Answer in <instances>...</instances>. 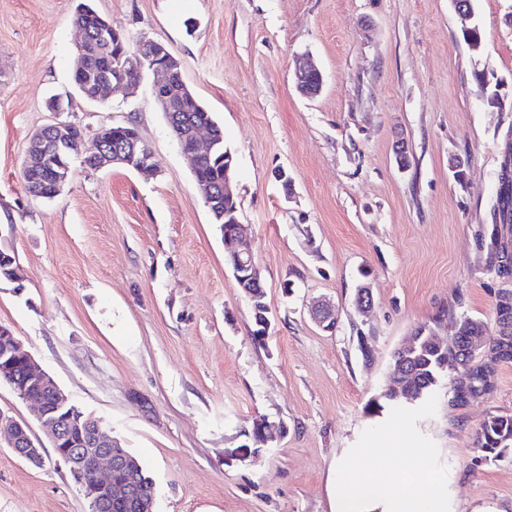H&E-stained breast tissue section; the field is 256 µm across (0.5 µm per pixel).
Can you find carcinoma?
<instances>
[{"label": "carcinoma", "instance_id": "cac0c4a2", "mask_svg": "<svg viewBox=\"0 0 512 512\" xmlns=\"http://www.w3.org/2000/svg\"><path fill=\"white\" fill-rule=\"evenodd\" d=\"M76 25L85 29L89 36L86 53L83 54L79 70L74 73L76 89L92 94L104 80L116 77L126 66L122 49L129 48L125 38H111L105 42L97 35L98 14L83 3L75 19ZM168 94L180 109L185 123H203L214 134L216 145L210 155L202 158L196 168L195 180L209 185L213 191L207 202L213 223L222 227L238 216V200L224 199V154L229 149L224 144V129L214 119L201 101L176 78L168 87ZM504 173L497 174V202L499 206L493 213L500 216L502 222L512 224V189L507 197H502ZM486 247L490 254L499 258L496 273L500 277L512 275V256L505 253L504 243L498 236L490 237ZM495 330L466 315L457 318V335L448 343L435 347L430 337H425L422 347L411 353L409 366L415 376L411 383L403 387L408 396L384 393L368 405L371 411L390 407H408L414 403L420 407L429 402L442 378L449 380L448 405L462 407L469 399L493 390L494 379L490 365L481 362L487 356L493 362H512V289L498 291L496 301ZM484 340L482 353H471L468 344L471 339ZM476 447L481 449L484 458L497 459L512 449V416L493 415L486 419L477 432Z\"/></svg>", "mask_w": 512, "mask_h": 512}]
</instances>
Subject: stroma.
Returning a JSON list of instances; mask_svg holds the SVG:
<instances>
[{"mask_svg": "<svg viewBox=\"0 0 512 512\" xmlns=\"http://www.w3.org/2000/svg\"><path fill=\"white\" fill-rule=\"evenodd\" d=\"M81 0H0V249L23 270L0 280L12 329L70 404L103 419L155 483L158 512H333L337 470L405 448L433 451L449 512H512V451L482 458L481 423L512 415V363L459 409L441 380L427 406L368 410L391 356L452 308L495 322L500 278L481 240L512 129V0H474L482 45L463 41L453 0H89L129 46L164 43L224 128L271 323L249 298L154 101L153 78L105 102L77 97ZM323 73L294 84L298 55ZM484 72L506 101H482ZM67 120L94 136L134 122L158 174L73 160L55 198L25 192L32 134ZM369 286L372 307L355 297ZM336 307L320 329L310 300ZM370 337L363 359L358 336ZM0 410L29 422L43 462L0 445V512H89L30 403L0 384ZM259 417L282 424L252 437Z\"/></svg>", "mask_w": 512, "mask_h": 512, "instance_id": "1", "label": "stroma"}]
</instances>
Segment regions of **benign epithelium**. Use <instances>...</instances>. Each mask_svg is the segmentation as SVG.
Instances as JSON below:
<instances>
[{
  "label": "benign epithelium",
  "instance_id": "1",
  "mask_svg": "<svg viewBox=\"0 0 512 512\" xmlns=\"http://www.w3.org/2000/svg\"><path fill=\"white\" fill-rule=\"evenodd\" d=\"M151 63L153 69V96L164 110L172 109L166 88L174 75L182 76L181 62L164 47L152 40L140 42L128 58L131 63L129 74L100 84L94 102H102L107 95L119 88L136 85L143 75L139 64ZM322 84V74L316 67L302 63L295 72L296 87L305 95L311 90L308 77ZM125 137L112 140V145L98 135L93 138V147L86 158L96 168L119 163L133 168L143 175H152L156 164L152 150L140 137L135 125L126 123ZM204 125L182 128L179 133L180 152L196 167L198 159L213 148V135ZM43 144L36 155L26 154L24 167L36 170L49 168L55 171L60 182H65L69 169L62 163V154L74 152L84 142L83 129L74 122L57 120L51 123L46 136L38 138ZM225 247V263L250 301L258 299L256 289L262 286L261 273L255 256L244 238V225L240 221L224 225L222 232ZM308 311L312 320L323 330L336 329V308L320 299L309 303ZM23 367V376L13 372V366ZM0 383L8 385L22 400L34 405L36 420L48 432L57 457L68 467L77 485L91 505L92 512H112V506L125 505L141 510L156 512L155 486L140 482L138 469L133 460L123 452L115 451L119 441L112 431L100 421H86L79 417L75 406L68 404L56 381L35 362L34 358L22 351L14 332L0 325ZM255 441L272 442L281 432L282 426L266 418H257ZM6 444L21 459L29 463H42L41 449L34 446L27 422L18 421L0 411V444ZM123 474L124 479L115 483L113 472Z\"/></svg>",
  "mask_w": 512,
  "mask_h": 512
}]
</instances>
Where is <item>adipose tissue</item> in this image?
<instances>
[{
    "instance_id": "obj_1",
    "label": "adipose tissue",
    "mask_w": 512,
    "mask_h": 512,
    "mask_svg": "<svg viewBox=\"0 0 512 512\" xmlns=\"http://www.w3.org/2000/svg\"><path fill=\"white\" fill-rule=\"evenodd\" d=\"M429 457V449L415 448L407 464L393 459L346 476L333 512H447L448 489L434 477Z\"/></svg>"
}]
</instances>
